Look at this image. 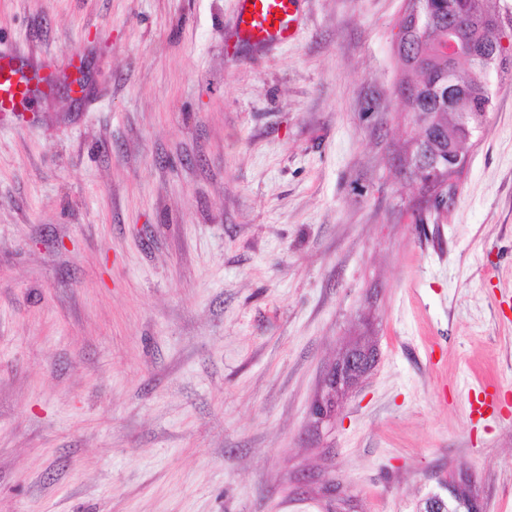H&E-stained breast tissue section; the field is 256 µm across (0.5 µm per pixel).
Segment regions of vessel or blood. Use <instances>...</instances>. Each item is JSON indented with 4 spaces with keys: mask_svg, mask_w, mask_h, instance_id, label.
<instances>
[{
    "mask_svg": "<svg viewBox=\"0 0 512 512\" xmlns=\"http://www.w3.org/2000/svg\"><path fill=\"white\" fill-rule=\"evenodd\" d=\"M301 0H240L236 27L241 38L257 46L292 39ZM67 83L71 93L81 91L79 59L68 56L59 66L53 56L41 57L0 46V119H25L36 114L37 104L51 88Z\"/></svg>",
    "mask_w": 512,
    "mask_h": 512,
    "instance_id": "vessel-or-blood-1",
    "label": "vessel or blood"
}]
</instances>
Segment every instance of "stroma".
Masks as SVG:
<instances>
[{"label":"stroma","mask_w":512,"mask_h":512,"mask_svg":"<svg viewBox=\"0 0 512 512\" xmlns=\"http://www.w3.org/2000/svg\"><path fill=\"white\" fill-rule=\"evenodd\" d=\"M238 7L0 0V44L91 85L0 122V512H417L452 473L512 512V28L440 214L405 0H301L265 48ZM492 388L494 391L489 392L488 389ZM483 395L480 398V395ZM496 401V389L493 383H485L481 386V391L477 394L474 393V396L469 394L468 396V412L469 415L473 414H484L489 409H493Z\"/></svg>","instance_id":"obj_1"}]
</instances>
